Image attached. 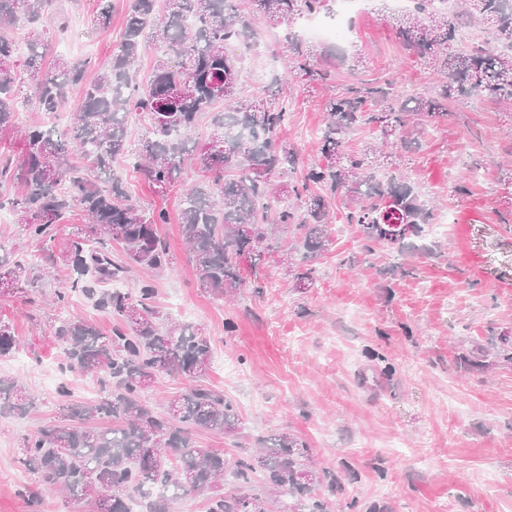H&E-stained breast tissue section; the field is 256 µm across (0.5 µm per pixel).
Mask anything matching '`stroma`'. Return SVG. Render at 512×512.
I'll list each match as a JSON object with an SVG mask.
<instances>
[{
    "mask_svg": "<svg viewBox=\"0 0 512 512\" xmlns=\"http://www.w3.org/2000/svg\"><path fill=\"white\" fill-rule=\"evenodd\" d=\"M107 26L96 22V0H53L49 28H63L49 57L108 66L125 26L129 0H112ZM259 40L240 74L238 101L288 100L284 138L301 167L323 161L320 130L328 98L360 81L393 80L397 90L439 83L396 36L399 16L388 0H364L353 25L351 53L336 59L319 85L295 76L267 80L293 49L286 29L269 23L251 0L239 4ZM449 115L420 133V147L402 173L433 197L445 235L410 240L403 253L365 252L355 225L330 199L332 244L316 256L314 288L298 292L279 263L266 261L257 283L235 298L204 290L186 258L176 216L180 192L161 195L129 155L112 168L141 208H166L159 233L168 269L155 276L154 305L164 320L202 327L211 364L201 387L230 400L235 435L195 431L197 447L235 462L261 438L287 432L309 447L308 458L335 475L339 488H321L330 512H512V363L464 368L500 332L512 333V107L491 101H452ZM462 185L466 194L455 193ZM0 244L17 260L42 263L46 249L27 239L11 211L0 214ZM68 272L51 269L35 285H0V321L12 326L17 349L0 358V377H15L37 399L27 417L0 414V512H92L89 502L52 490L31 507L33 475L18 464L22 440L63 418L57 390L94 398L95 380L63 370L53 336L62 317L110 331L112 320L82 294L64 307L53 302ZM233 321L234 331L224 329Z\"/></svg>",
    "mask_w": 512,
    "mask_h": 512,
    "instance_id": "obj_1",
    "label": "stroma"
}]
</instances>
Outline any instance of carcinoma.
I'll use <instances>...</instances> for the list:
<instances>
[{
    "label": "carcinoma",
    "mask_w": 512,
    "mask_h": 512,
    "mask_svg": "<svg viewBox=\"0 0 512 512\" xmlns=\"http://www.w3.org/2000/svg\"><path fill=\"white\" fill-rule=\"evenodd\" d=\"M237 2L130 0L111 65L91 80L88 60L58 58L42 67L54 34L47 27L32 30L25 41L26 67L39 109L59 111L74 90L82 98L80 111L60 133L46 126L19 128L17 77L7 67L18 48L11 31L36 24L46 0H0V138L18 132L22 142L17 163L0 166V183L16 181L24 188L0 206L13 210L27 238L43 244L54 240L72 208L83 212L88 224L59 257L71 278L56 303L78 291L113 320L108 334L81 321L61 319L55 325L66 366L96 378L99 395L76 401L61 384L58 399L66 416L23 439L19 465L45 489L87 500L96 512H130L135 496L145 500L146 512H170L173 502L203 492L208 493L206 512H281L270 510L277 499L223 490L224 455L192 442L195 429L230 435L239 427L230 401L195 385L211 358L203 329L160 322L149 282L136 296L95 287L123 279L134 266L152 273L169 267L168 246L158 233V225L169 223L168 211L141 210L112 172L114 158L128 153L130 115L149 121L148 136L133 155L150 183L162 191L175 187L188 161L201 173L196 184L181 191V234L201 286L222 294L246 284L242 261L254 267L275 254L293 288L314 287L311 259L332 244L321 190L343 201L346 223L358 227L368 251L381 246L401 253L405 240L424 235L435 220L431 198L402 176L376 181L368 161L373 149L360 154L347 149L354 127L377 128L382 142L395 147L389 157L397 167L402 153L419 148L412 130L447 116L449 101L512 103V0H415L399 19L397 35L442 77L439 89L400 93L391 80L348 87L326 104L320 140L327 163L308 167L299 181H286L299 163L298 152L281 140L289 104L271 107L261 99L246 108L236 104L243 61L237 50L256 45ZM255 2L274 24H290L311 10L331 13L335 5V0ZM473 26L482 27L484 40L461 54L450 51ZM488 42L501 50H488ZM147 49L154 50L155 61L149 79L139 82L134 65ZM309 56L293 44L288 74L330 80L331 71L311 67ZM171 58L178 63L170 65ZM209 112L216 132L198 150L191 135ZM88 169L94 177L86 175ZM277 199L290 204L274 210ZM291 227L297 239L284 249L281 234ZM114 243L121 246L115 257L109 249ZM297 251L302 252L298 260L292 257ZM43 275V269L18 261L8 267L0 255V281L35 283ZM17 345L12 328L0 323V357ZM160 374L189 383L164 411L142 400ZM34 403L21 383L0 378V414L23 417ZM102 419L112 420V427L91 425ZM307 459L305 444L279 433L264 440L258 454L239 458L234 473L247 482L259 471L268 493L306 496V512H328L313 493L323 484L333 486L336 478L322 470L314 481L306 480Z\"/></svg>",
    "instance_id": "carcinoma-1"
}]
</instances>
